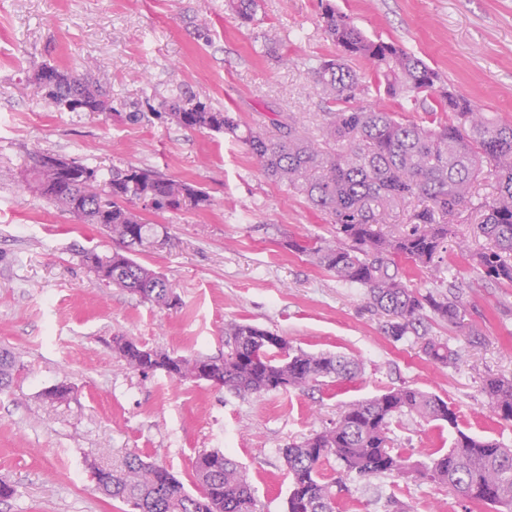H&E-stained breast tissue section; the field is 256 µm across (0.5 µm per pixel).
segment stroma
Wrapping results in <instances>:
<instances>
[{
  "label": "stroma",
  "mask_w": 512,
  "mask_h": 512,
  "mask_svg": "<svg viewBox=\"0 0 512 512\" xmlns=\"http://www.w3.org/2000/svg\"><path fill=\"white\" fill-rule=\"evenodd\" d=\"M327 0H259L244 23L224 0H0V346L18 361L0 392V481L15 495L0 512H133L104 497L91 465L132 454L193 486V463L220 450L246 472L260 512H287L288 444L330 426L346 404L412 386L453 406L457 427L403 418L395 434L418 460L449 448L457 431L512 447V426L489 418L482 386L512 378V286L473 270L449 247L442 277L403 262L411 287L460 286L473 336L428 322L432 337L463 351L444 367L415 336L396 341L364 291L339 281L289 238L330 236L332 219L267 178L231 136L180 128L154 114L172 91H191L235 117L241 129L273 132L295 115L321 137L322 104L310 69L336 52L321 13ZM369 37L415 52L448 86L488 116L512 120V0H328ZM91 76L112 98L110 114L48 108L30 83L42 65ZM49 152L103 171L136 166L190 182L204 210L149 215L150 242L137 261L176 288L177 309L156 307L97 279L85 262L116 245L26 186L29 155ZM247 322L310 352L358 359L342 384L261 397L207 381L128 368L113 336L194 357L224 352V326ZM68 384L67 401L45 390ZM348 512H464L446 487L405 475L351 479Z\"/></svg>",
  "instance_id": "1"
}]
</instances>
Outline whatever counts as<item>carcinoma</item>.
I'll use <instances>...</instances> for the list:
<instances>
[{
  "label": "carcinoma",
  "mask_w": 512,
  "mask_h": 512,
  "mask_svg": "<svg viewBox=\"0 0 512 512\" xmlns=\"http://www.w3.org/2000/svg\"><path fill=\"white\" fill-rule=\"evenodd\" d=\"M239 19H253L257 0H227ZM336 56L321 61L312 82L321 103L322 139L306 136L293 116L275 123L276 134L248 131L240 136L238 121L216 111L186 90L159 103L177 125L191 131L240 137L258 167L274 182L304 195L313 208L329 214L336 235L314 241L295 239L290 249L337 279L365 290L370 311L387 318V334L399 341L421 339L422 352L435 364L453 366L462 350L428 336L431 318L464 336L477 330L466 322L460 293L422 294L403 279L400 262L407 260L433 275L441 273L448 242L468 212L479 213L474 233L490 247L468 252L473 269L495 282L512 286V121L478 111L463 94L450 91L438 72L398 44L373 39L331 4L321 16ZM355 60L383 87H371ZM45 103L71 112H110L112 101L95 82L72 71L45 65L33 77ZM418 102L426 93L449 122L426 123L367 104L371 91ZM50 153H33L30 188L84 224H100L119 245L110 255L90 253L87 266L95 276L157 307L180 305L174 286L128 252L145 237L143 212H188L210 205L209 196L193 184L162 176L147 168L99 169L82 165L75 178L46 180ZM489 175L495 182L490 198L474 196V184ZM417 200L408 231L384 235L378 230L400 203ZM246 322L224 327V354L205 359L221 374L220 386L240 395L260 397L280 391L305 390L326 381L342 383L361 373L358 360L332 353H309L280 336ZM112 350L142 373L164 371L179 379H197L199 359L173 355L112 338ZM15 359L0 348V391L13 380ZM485 407L500 422L512 423V379L488 377L483 386ZM443 421L456 429L447 450L408 470L409 457L393 437L402 418ZM290 477L288 512H337L346 481L413 473L418 480L448 487L466 503L465 512H512V448L496 439L470 436L457 428V414L439 396L410 386L392 388L347 405L330 427L284 449ZM334 459L336 478L328 481L322 466ZM97 489L106 497L130 504L137 512H258L254 490L238 463L220 451L205 452L193 465L195 492L166 467L132 455L110 469L94 467Z\"/></svg>",
  "instance_id": "carcinoma-1"
}]
</instances>
